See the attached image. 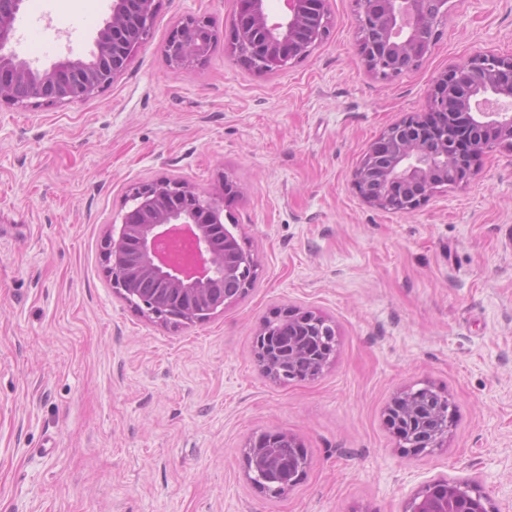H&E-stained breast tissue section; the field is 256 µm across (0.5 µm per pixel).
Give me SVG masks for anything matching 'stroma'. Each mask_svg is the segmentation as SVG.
Segmentation results:
<instances>
[{"instance_id": "1", "label": "stroma", "mask_w": 512, "mask_h": 512, "mask_svg": "<svg viewBox=\"0 0 512 512\" xmlns=\"http://www.w3.org/2000/svg\"><path fill=\"white\" fill-rule=\"evenodd\" d=\"M109 0H25L15 52L88 56ZM270 72L229 51L233 0H159L151 35L98 96L0 110V512H402L438 478L512 512V151L408 214L353 185L390 124L425 111L436 77L478 51L512 55V0H448L431 52L390 81L358 50L356 0ZM214 45L189 72L164 46L187 18ZM182 179L224 199L260 265L207 321L163 325L113 289L107 231L131 186ZM335 327L314 378L275 381L254 338L284 310ZM456 405L434 454L400 446L397 392ZM284 431L308 467L270 498L241 450Z\"/></svg>"}]
</instances>
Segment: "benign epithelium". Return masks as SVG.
Wrapping results in <instances>:
<instances>
[{"mask_svg":"<svg viewBox=\"0 0 512 512\" xmlns=\"http://www.w3.org/2000/svg\"><path fill=\"white\" fill-rule=\"evenodd\" d=\"M24 0H0V108L30 102L56 106L96 97L125 68L134 48L153 26L157 0H111L110 14L97 32L90 57L65 58L38 68L12 49L15 21ZM268 0H236L230 51L257 70L284 67L308 55L328 30V0H284L274 17ZM358 0L359 46L368 70L391 80L432 49L434 23L447 0ZM209 20L177 24L164 48L170 64L183 70L205 59L212 48ZM496 145L512 148V56L477 52L434 81L428 111L388 126L365 152L353 173L361 199L385 212H410L428 192L469 178L472 161ZM134 208L119 230L107 233L102 255L112 288L150 318L165 323L201 322L232 303L233 292L257 277L251 251L221 220L214 196L180 179H161L133 188ZM281 337L264 325L254 339V358L274 380L308 377L329 363L314 348L335 344V329L309 311H289L277 322ZM402 446L432 454L448 440V402L424 386L396 394L387 408ZM246 479L279 498L298 483L307 460L286 433L262 434L242 449ZM483 496L466 482L447 479L424 484L403 512H487Z\"/></svg>","mask_w":512,"mask_h":512,"instance_id":"7a95c632","label":"benign epithelium"}]
</instances>
